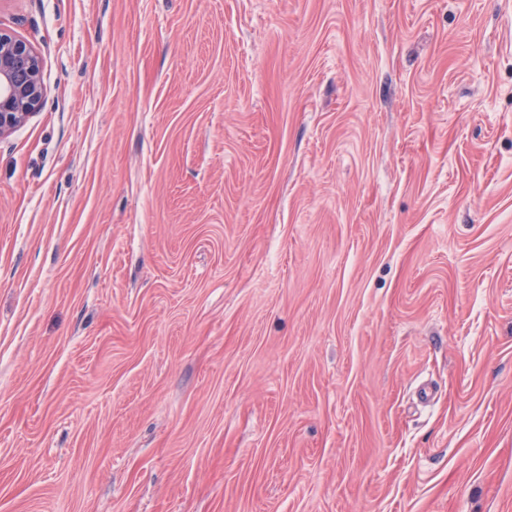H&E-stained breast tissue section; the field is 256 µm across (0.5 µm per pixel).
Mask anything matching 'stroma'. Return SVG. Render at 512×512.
<instances>
[{"label": "stroma", "instance_id": "stroma-1", "mask_svg": "<svg viewBox=\"0 0 512 512\" xmlns=\"http://www.w3.org/2000/svg\"><path fill=\"white\" fill-rule=\"evenodd\" d=\"M0 29V512H512V0ZM44 98L39 53L26 40L0 29V137L23 125Z\"/></svg>", "mask_w": 512, "mask_h": 512}]
</instances>
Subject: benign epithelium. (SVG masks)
I'll return each mask as SVG.
<instances>
[{"label":"benign epithelium","instance_id":"obj_1","mask_svg":"<svg viewBox=\"0 0 512 512\" xmlns=\"http://www.w3.org/2000/svg\"><path fill=\"white\" fill-rule=\"evenodd\" d=\"M44 98L39 53L26 40L0 29V137L23 125Z\"/></svg>","mask_w":512,"mask_h":512}]
</instances>
